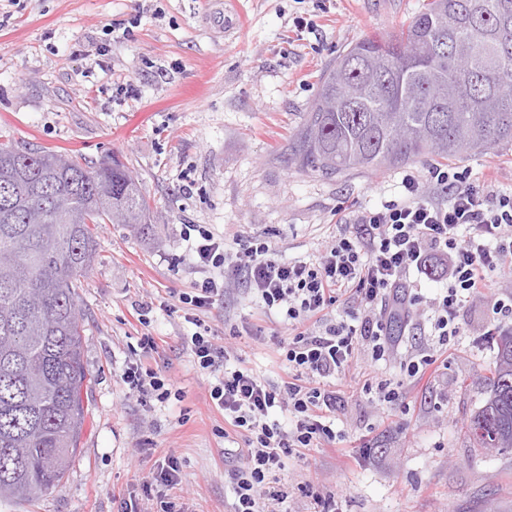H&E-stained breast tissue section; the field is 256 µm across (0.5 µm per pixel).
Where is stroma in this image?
Segmentation results:
<instances>
[{"label":"stroma","mask_w":512,"mask_h":512,"mask_svg":"<svg viewBox=\"0 0 512 512\" xmlns=\"http://www.w3.org/2000/svg\"><path fill=\"white\" fill-rule=\"evenodd\" d=\"M424 0H0V130L17 146L80 160L116 155L139 180L150 231L97 230V257L79 288L83 357L93 375L88 416L62 484L31 502L0 499V512H117L115 495L140 489L152 449H176L180 492L191 512H231L225 450L245 447L212 404V376L186 346L195 327L175 308L203 279L187 256V225L237 240L262 236L285 260H311L355 218L400 198L401 180L425 179L432 158L354 168L327 177L294 160V143L322 73L350 45L385 36ZM303 16L312 30L296 34ZM493 169L512 189V146L455 162ZM489 302L461 312L447 369L420 382L404 355L439 357L427 320L393 337L388 360L353 358L336 379L346 404L337 439L286 461L278 474L286 512H312L305 491L335 494L341 512H512V453L478 445L467 431L484 404L498 346L484 332ZM227 364L282 384L287 369L243 278L200 315ZM156 337L144 353L140 338ZM139 362L176 379L166 402L127 394L121 375ZM400 387L405 410L378 406L364 384Z\"/></svg>","instance_id":"1"}]
</instances>
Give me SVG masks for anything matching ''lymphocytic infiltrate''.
<instances>
[{"label":"lymphocytic infiltrate","instance_id":"f902f5d3","mask_svg":"<svg viewBox=\"0 0 512 512\" xmlns=\"http://www.w3.org/2000/svg\"><path fill=\"white\" fill-rule=\"evenodd\" d=\"M428 176L445 202L426 198L419 181L405 176L402 200L361 212L352 231L339 234L311 261H284L257 237L231 255L223 239L199 229L189 254L204 277L193 293L180 295V303L210 308L223 298L227 275L246 278L264 317L277 327L288 369L287 380L275 387L251 371L227 368L228 351L208 330L189 338L196 367L214 378L212 403L245 434L247 446L231 473L233 512H282L288 494L277 472L287 459L304 461L307 450L335 441L333 380L358 352L374 363L386 359L392 315H427L438 344L452 348L461 333V310L488 294L491 274H512V191L449 164L434 165ZM413 270L436 271L444 288L427 297L406 287L403 278ZM122 381L130 393L162 403L172 394L169 379L136 364ZM275 410L288 414L289 430L269 421ZM180 483L179 458L169 448L142 491L148 497L154 486H163L159 512H188L177 492Z\"/></svg>","mask_w":512,"mask_h":512}]
</instances>
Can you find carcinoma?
I'll return each mask as SVG.
<instances>
[{
	"instance_id": "carcinoma-1",
	"label": "carcinoma",
	"mask_w": 512,
	"mask_h": 512,
	"mask_svg": "<svg viewBox=\"0 0 512 512\" xmlns=\"http://www.w3.org/2000/svg\"><path fill=\"white\" fill-rule=\"evenodd\" d=\"M512 144V0H428L399 31L352 44L321 77L297 145L313 172L457 160ZM116 159L80 162L0 142V498L58 487L74 459L91 373L78 288L98 225L133 209L140 183ZM468 432L512 450V336Z\"/></svg>"
}]
</instances>
